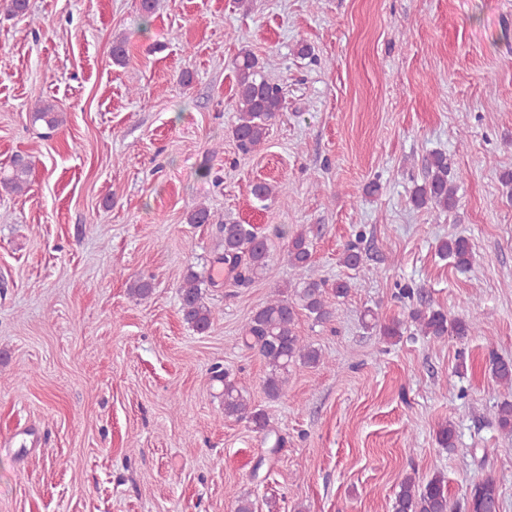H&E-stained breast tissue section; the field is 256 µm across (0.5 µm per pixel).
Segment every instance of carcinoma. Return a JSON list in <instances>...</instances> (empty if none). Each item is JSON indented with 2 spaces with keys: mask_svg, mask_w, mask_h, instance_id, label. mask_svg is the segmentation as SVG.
<instances>
[{
  "mask_svg": "<svg viewBox=\"0 0 512 512\" xmlns=\"http://www.w3.org/2000/svg\"><path fill=\"white\" fill-rule=\"evenodd\" d=\"M235 110L237 122L233 136L238 148L244 152L256 149L266 138L271 121L283 109L285 92L283 87L259 66L258 58L248 51L239 53L234 62ZM32 161L24 155L12 160V172L0 178V186L11 193L27 190ZM412 202L417 208L446 212L458 203L457 189L449 178L448 156L434 152L427 161L425 179L412 191ZM224 248L218 262L224 264L232 278L240 284H247L266 274L270 254L266 239L258 234L251 224H225ZM441 257L451 260L460 272L470 269L472 246L468 238L452 236L438 245ZM288 263L301 278L294 297L280 293L271 295L248 320L242 329V341L249 349L258 351L265 361L267 373L263 380V392L269 399L284 394L290 369L300 363L315 367L322 361L319 349L298 336L296 322L303 311L317 323L332 317L333 311L328 293L340 299L349 291L348 282L339 280L332 290L326 282L312 273V253L305 233L294 235L288 242ZM204 280L190 270L179 285L180 312L183 321L197 332L208 330L216 313L205 300L202 289ZM365 323L379 328L381 335L394 338L401 335V322L378 325V317L371 309L363 313ZM409 318L419 327L420 332L436 341L448 335L464 338L479 332L481 321L472 318H448L440 310L429 307L414 308ZM489 372L495 381L512 388V361L493 356L489 360ZM213 378L223 386L224 417L235 420L246 419L259 431L271 433L269 422L263 410L252 404L246 391L237 381L219 369L213 371ZM496 419L501 430L512 434V402L503 401L497 406ZM469 512H500L499 493L496 482L487 477L470 489L467 497ZM394 512H453L448 500L444 477L434 475L427 482L406 476L399 485L393 504Z\"/></svg>",
  "mask_w": 512,
  "mask_h": 512,
  "instance_id": "1",
  "label": "carcinoma"
}]
</instances>
